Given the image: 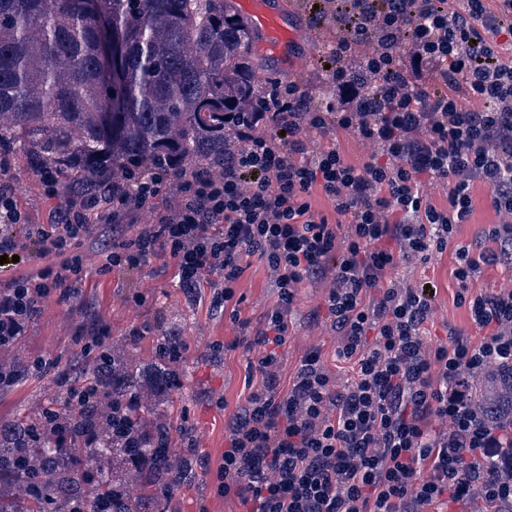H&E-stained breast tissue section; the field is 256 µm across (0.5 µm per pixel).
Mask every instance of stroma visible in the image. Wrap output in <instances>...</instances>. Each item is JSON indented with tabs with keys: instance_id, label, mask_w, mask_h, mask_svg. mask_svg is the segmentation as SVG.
I'll return each mask as SVG.
<instances>
[{
	"instance_id": "obj_1",
	"label": "stroma",
	"mask_w": 512,
	"mask_h": 512,
	"mask_svg": "<svg viewBox=\"0 0 512 512\" xmlns=\"http://www.w3.org/2000/svg\"><path fill=\"white\" fill-rule=\"evenodd\" d=\"M299 12V22L306 27V56L297 68L270 62L263 53H255L259 64V81L285 80L299 75L308 83L314 96L323 98L329 91L320 72L312 66V58L325 41L324 35L310 30L305 13V0H292ZM0 168L6 169L14 189V198L28 223H51L57 202L45 196L40 176L13 154L0 151ZM474 210L468 224L462 225L457 242L483 244L482 232L498 223L487 188L475 184L472 190ZM112 235L110 226L96 225L82 250L86 256L88 274L75 283L69 298L53 290L41 298L40 311L32 320L21 346L31 359L44 362L41 372H32L11 387L0 388V421L23 413L28 400L41 396L65 372L79 353L76 339L85 335L87 310H94L96 319L106 327L109 336L122 340L136 349L148 348L159 327L176 328L188 345L181 384L172 394L181 413V420L193 431L196 450V480L183 488L176 497L178 512H199L207 506L209 512H240L238 502L216 496L212 468L224 453L228 418L248 394L246 381L256 349L239 346L223 355H215L212 345L230 341L245 334L254 335L265 313L276 301L268 285L265 264L251 256L240 278L236 297L239 301V323H232L223 305L217 304L211 289L197 295L183 292L172 265L158 257L134 269L102 274L98 271L101 253ZM455 259L451 251L432 255L426 262L401 263L393 279L417 285L432 282L437 288L433 314L424 325L433 341L448 337L449 328L456 327L474 333L466 308L457 306L458 288L453 275ZM325 287L307 284L299 289L296 303L288 315L290 338L283 348V379H292L304 354L320 349L330 370H337L338 338L318 310L323 302Z\"/></svg>"
}]
</instances>
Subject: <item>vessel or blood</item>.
<instances>
[{
	"mask_svg": "<svg viewBox=\"0 0 512 512\" xmlns=\"http://www.w3.org/2000/svg\"><path fill=\"white\" fill-rule=\"evenodd\" d=\"M235 9L257 34L260 49L272 58L295 66L303 56L301 26L289 0H232Z\"/></svg>",
	"mask_w": 512,
	"mask_h": 512,
	"instance_id": "1",
	"label": "vessel or blood"
}]
</instances>
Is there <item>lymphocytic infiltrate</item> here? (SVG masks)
I'll return each mask as SVG.
<instances>
[{
  "mask_svg": "<svg viewBox=\"0 0 512 512\" xmlns=\"http://www.w3.org/2000/svg\"><path fill=\"white\" fill-rule=\"evenodd\" d=\"M313 0L310 19L334 32L319 65L331 98L309 107L302 78L258 87L255 104L224 115V165L151 176L113 169L100 188L60 197L62 220L29 235L62 257L0 289V348L17 342L50 290L69 294L86 273L94 223L114 225L100 273L173 260L180 284L208 281L231 304L251 256L264 260L276 302L253 343L244 405L228 422L217 494L244 512H512V409L483 416L473 380L512 373V288L476 289L484 266L512 264V0ZM368 74L361 83L356 70ZM346 130L372 147L362 167L327 140ZM438 182L437 207L423 190ZM480 182L501 215L489 251L454 244ZM331 202L336 221L316 212ZM153 220L136 229L141 212ZM347 225H340V217ZM453 249L455 301L482 332L427 340L434 293L391 274L402 261ZM328 280L323 309L339 338L338 384L320 350L282 383L281 348L302 284Z\"/></svg>",
  "mask_w": 512,
  "mask_h": 512,
  "instance_id": "lymphocytic-infiltrate-1",
  "label": "lymphocytic infiltrate"
}]
</instances>
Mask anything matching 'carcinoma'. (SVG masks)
I'll use <instances>...</instances> for the list:
<instances>
[{"label":"carcinoma","mask_w":512,"mask_h":512,"mask_svg":"<svg viewBox=\"0 0 512 512\" xmlns=\"http://www.w3.org/2000/svg\"><path fill=\"white\" fill-rule=\"evenodd\" d=\"M253 35L230 0H0V150L61 172L78 195L112 168L170 155L224 164V113L256 87ZM179 339L146 359L121 340L84 350L66 376L88 398L55 389L0 422V512H70L108 498L112 512L174 509L195 475L169 385ZM29 358L0 350V373Z\"/></svg>","instance_id":"cac0c4a2"}]
</instances>
